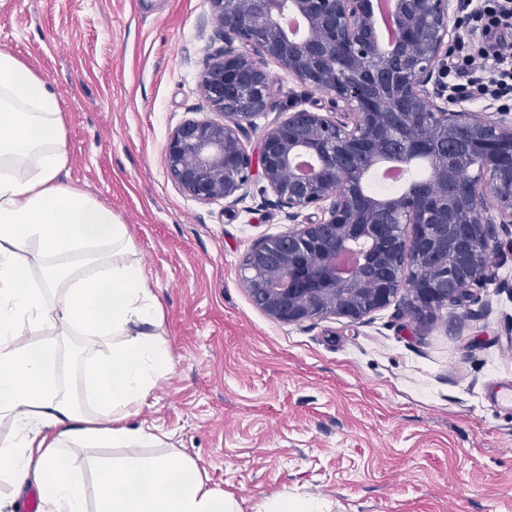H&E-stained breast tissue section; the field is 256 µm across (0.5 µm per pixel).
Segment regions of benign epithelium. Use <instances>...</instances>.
Masks as SVG:
<instances>
[{
	"label": "benign epithelium",
	"instance_id": "7a95c632",
	"mask_svg": "<svg viewBox=\"0 0 512 512\" xmlns=\"http://www.w3.org/2000/svg\"><path fill=\"white\" fill-rule=\"evenodd\" d=\"M224 51L200 90L224 121L188 120L170 134L169 173L189 196H246L253 157L242 135L267 110L268 61L331 111L292 105L261 135V178L292 228L257 242L241 265L253 302L270 318L301 324L329 315L361 322L401 289L417 319L465 307L494 276L492 256L512 225V116L480 120L450 108L442 89L460 0H393L394 37L383 44L372 0H211ZM301 18L286 34L283 19ZM314 161L300 174L296 161ZM430 164L428 179L375 197L367 176L392 161ZM493 202L499 222L483 216ZM317 210L316 219L302 218Z\"/></svg>",
	"mask_w": 512,
	"mask_h": 512
}]
</instances>
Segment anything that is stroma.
Here are the masks:
<instances>
[{"label":"stroma","mask_w":512,"mask_h":512,"mask_svg":"<svg viewBox=\"0 0 512 512\" xmlns=\"http://www.w3.org/2000/svg\"><path fill=\"white\" fill-rule=\"evenodd\" d=\"M0 49L52 84L69 157L60 180L127 225L160 304L174 370L132 424L168 434L242 512L283 489L331 512H512V413L492 401L512 382V247L474 303L422 321L403 290L361 323L276 322L239 274L260 239L289 229L263 180L228 213L166 166L176 126L223 119L198 88L224 50L210 0H0ZM268 69L272 105L246 135L254 155L292 101L330 106ZM35 340L58 344L61 384L94 411L82 391L99 352L55 328ZM127 454L67 451L91 493L99 466Z\"/></svg>","instance_id":"obj_1"}]
</instances>
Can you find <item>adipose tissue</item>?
<instances>
[{
    "instance_id": "ef3b65f1",
    "label": "adipose tissue",
    "mask_w": 512,
    "mask_h": 512,
    "mask_svg": "<svg viewBox=\"0 0 512 512\" xmlns=\"http://www.w3.org/2000/svg\"><path fill=\"white\" fill-rule=\"evenodd\" d=\"M67 161L56 93L0 50V418L16 429L0 442V476L36 486L40 512H89L67 445H164L127 419L173 369L151 332L160 306L130 258L126 224L59 182ZM53 325L80 331L87 346L112 348L86 372L96 412L64 395L57 346L27 340ZM97 494L96 512H241L233 493L206 487L196 463L177 453L103 464Z\"/></svg>"
}]
</instances>
